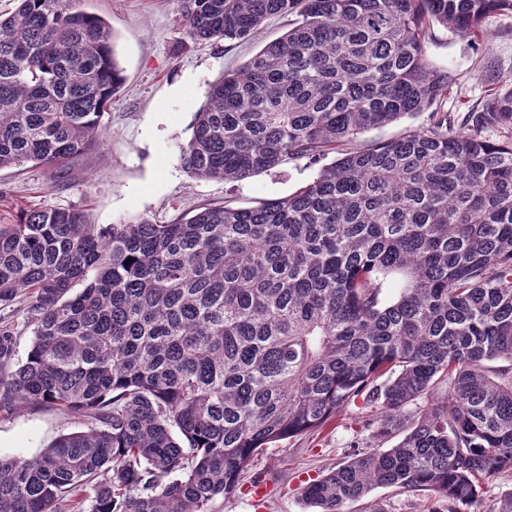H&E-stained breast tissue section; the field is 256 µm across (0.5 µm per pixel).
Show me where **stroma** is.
Wrapping results in <instances>:
<instances>
[{
	"label": "stroma",
	"instance_id": "obj_1",
	"mask_svg": "<svg viewBox=\"0 0 512 512\" xmlns=\"http://www.w3.org/2000/svg\"><path fill=\"white\" fill-rule=\"evenodd\" d=\"M82 9L110 25L125 82L105 116L104 144L72 162L60 176L27 164L0 170V224L11 223L18 204L84 210L93 224L167 222L204 201L233 200L246 207L287 196L311 180L316 167L289 162L240 182L199 180L181 167L179 152L190 136L194 113L211 84L242 67L286 30L285 20L266 21L255 40L227 45L195 44L183 30L174 0H82ZM487 37L463 39L435 28L427 45L430 63L453 76L447 107L479 108L512 79V16L486 22ZM377 404L352 403L326 429L277 444L248 472L267 481L261 508L240 495L213 504V512H306L301 491L349 460L354 443L366 442V421ZM83 418L51 407H23L0 415V455L30 458L60 436L83 430Z\"/></svg>",
	"mask_w": 512,
	"mask_h": 512
}]
</instances>
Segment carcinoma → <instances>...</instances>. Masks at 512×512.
<instances>
[{
	"label": "carcinoma",
	"instance_id": "1",
	"mask_svg": "<svg viewBox=\"0 0 512 512\" xmlns=\"http://www.w3.org/2000/svg\"><path fill=\"white\" fill-rule=\"evenodd\" d=\"M16 2L0 14V168L58 172L101 142L123 83L114 37L80 0ZM177 2L192 42L288 19L211 85L183 169H319L286 197L206 201L164 224L30 206L0 225V311L25 293L33 334L20 360L0 319V413L50 406L87 424L0 456V512H212L270 445L360 397L382 408L373 445L304 502L390 512L369 494L393 487L427 493L422 512H462L512 474V86L456 118L426 46L437 25L487 35L512 0ZM420 112L426 125L356 145Z\"/></svg>",
	"mask_w": 512,
	"mask_h": 512
}]
</instances>
